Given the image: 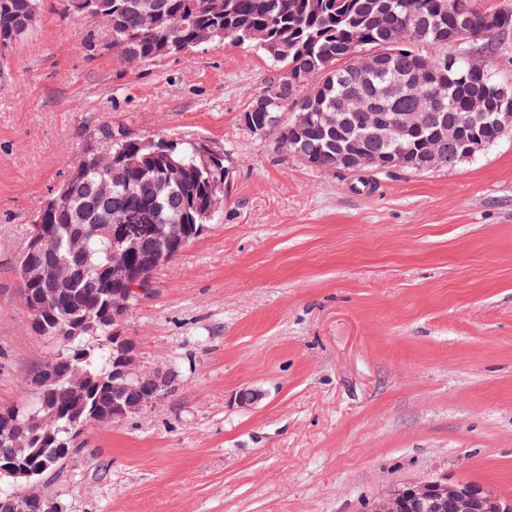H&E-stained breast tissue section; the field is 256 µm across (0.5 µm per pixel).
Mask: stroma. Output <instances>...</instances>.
<instances>
[{"label":"stroma","mask_w":512,"mask_h":512,"mask_svg":"<svg viewBox=\"0 0 512 512\" xmlns=\"http://www.w3.org/2000/svg\"><path fill=\"white\" fill-rule=\"evenodd\" d=\"M110 42L41 0L0 56V407L30 405L58 349L16 264L98 126L204 141L231 173L216 222L124 325L175 390L88 427L47 496L63 512H371L445 473L512 500V133L357 191L240 124L277 75L257 49L129 63ZM244 388L263 399L238 407Z\"/></svg>","instance_id":"stroma-1"}]
</instances>
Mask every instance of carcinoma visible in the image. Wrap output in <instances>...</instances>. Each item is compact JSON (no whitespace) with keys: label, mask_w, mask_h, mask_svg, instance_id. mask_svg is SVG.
<instances>
[{"label":"carcinoma","mask_w":512,"mask_h":512,"mask_svg":"<svg viewBox=\"0 0 512 512\" xmlns=\"http://www.w3.org/2000/svg\"><path fill=\"white\" fill-rule=\"evenodd\" d=\"M139 0H85L87 9L66 0L68 17L88 23L91 13L112 9V37L125 41V57L150 62L178 53L179 47L205 28H219L228 34L227 44L253 28H264L269 40L283 52L276 57L259 48L275 65L278 76L256 95L239 122L254 135H276L286 152L311 168H336V136L311 128L299 129L283 119L287 112H334L336 102L352 91L350 62L345 49L358 43L367 49L383 48L392 36L391 25L372 20L370 5L391 10V19L407 30L411 42L404 54L378 71L356 77L358 90L374 95L398 81L413 58L420 55L438 61L448 54V41L459 43L462 51L472 38L483 36L494 48L512 35V0L494 9L498 23L482 27L485 12L475 0H466L469 15L454 9V0H158L159 9L149 16ZM38 0H0V53L6 51L33 26ZM448 81V120L466 111L468 98L497 82L494 69L482 79L473 77L469 62L461 57L451 67L433 74ZM355 139L358 156L383 160L393 148L379 144L363 129L360 112L345 120ZM97 138L123 170L122 181L112 186L103 203L112 209V218L128 211L146 212L152 217L154 235L169 242L164 263L174 260L196 238L201 229L216 220L202 209L209 196H224L229 159L219 167H205L193 139L158 141V151L139 144L120 128L103 124ZM83 180L76 186L61 185L33 219L32 235L40 236L45 250L67 256L71 240L84 237V272L69 283L67 293L42 305L31 285L22 292L34 296L27 305L33 329L60 344L61 349L41 364L31 385L36 405L30 409H0V479L9 478L5 469L18 462L40 469L46 479L60 471L65 462L81 452L76 439L94 416L112 411V404H131L135 394L112 395V352L101 353L86 344L91 334L71 336L80 319L96 324L95 335L112 344L121 335L125 319L112 321V299L127 285L112 279V256L122 245L102 233L98 213L91 205L94 189L108 173L89 150L79 162Z\"/></svg>","instance_id":"carcinoma-1"}]
</instances>
